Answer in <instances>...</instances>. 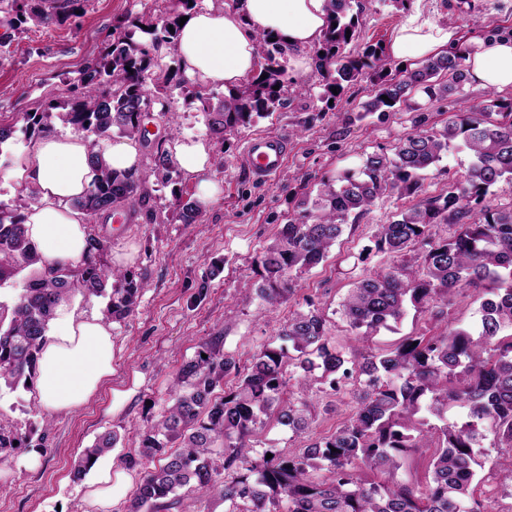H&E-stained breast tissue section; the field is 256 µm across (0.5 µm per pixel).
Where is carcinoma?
<instances>
[{"mask_svg":"<svg viewBox=\"0 0 512 512\" xmlns=\"http://www.w3.org/2000/svg\"><path fill=\"white\" fill-rule=\"evenodd\" d=\"M0 1L11 15V32L3 34L1 48L22 25L62 24L82 2ZM328 5L331 26L313 49L325 100L341 101L344 85L364 78L368 69L373 77L371 97L363 104L368 113L393 112L414 90L433 104L466 82V46L406 69L398 79L390 76L381 45L348 50L361 29L359 14L348 13V0H328ZM177 19L121 32L106 53L79 71L78 95L57 118L97 139L134 138L142 131L143 112L155 103L169 123H176L177 113L164 100L173 85L182 90L185 105L200 104L210 133L223 142L227 133L283 105L288 49L270 41L272 34L257 36V73L213 107L202 85L158 62L159 46L176 40ZM138 32L146 38H135ZM51 117L49 111L36 112L28 121L42 135L52 132ZM452 143L471 156L466 173L446 195L422 197L426 171ZM152 162L169 183L174 164L168 153L156 152ZM503 181L512 184V102L490 97L440 130H416L391 153L367 154L358 172L321 182L255 260L256 294L270 308L293 293V274L328 256L350 219L386 194L414 200L396 219L377 225L374 234L376 252L399 262L365 270L341 303L354 345L345 351L330 344L324 315L315 308L298 310L280 329L290 348L262 347L238 385L218 397L215 388L239 366L224 352L222 336L209 337L179 369L167 405L139 431L138 447L125 456L130 467L163 460L144 472L128 512H168L181 505L177 491L186 486L217 492L228 506L225 512H484L471 492L479 449L489 438L495 446L512 447V207L492 204V188ZM137 200H144L138 178L103 166L74 206L93 217ZM28 207V197L20 195L12 207L0 208V286L29 271L19 300L0 303V381L10 387L35 378L50 321L71 296H106L107 318L121 321L135 310L141 292L131 273L101 263L104 244L91 232L77 264L36 270L39 257L24 224ZM175 220L200 223V206L183 204ZM438 224L453 232L435 237L432 228ZM469 287L482 289L471 326L406 336L390 348L363 352L372 336L401 320L408 307L428 312L448 293ZM291 374L299 375L305 391L317 378L329 379L336 393L352 386L355 411L328 437L286 454L274 452L269 459L256 457L253 437L266 420L273 418L294 433L309 428L314 404L285 397ZM452 406L464 414L450 422ZM116 443L117 436L107 432L84 449L72 467L73 481L83 480ZM25 444L26 436L0 427V452ZM409 448L433 449L424 491L368 478V469L397 468Z\"/></svg>","mask_w":512,"mask_h":512,"instance_id":"1","label":"carcinoma"}]
</instances>
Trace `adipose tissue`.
<instances>
[{
    "instance_id": "1",
    "label": "adipose tissue",
    "mask_w": 512,
    "mask_h": 512,
    "mask_svg": "<svg viewBox=\"0 0 512 512\" xmlns=\"http://www.w3.org/2000/svg\"><path fill=\"white\" fill-rule=\"evenodd\" d=\"M191 12L178 29L176 53L184 76L194 83L238 87L256 69L255 36L275 34L288 44L298 75L316 66L311 54L328 29L327 0H208ZM446 27L411 18L396 33L389 53L397 59L421 61L452 45ZM469 80L481 89H512V35L480 41L465 60ZM173 162L196 182L195 197L206 205L219 189L207 178L211 153L204 139L176 141ZM139 174L143 161L129 142L109 139L89 143L79 135L47 134L36 139L25 162L11 174L20 189H34L39 205L26 213V232L40 257L39 269L76 262L86 248L84 214L75 199L91 188L101 165ZM112 375V327L98 316L86 318L62 306L40 352L36 390L46 416L68 414L83 407Z\"/></svg>"
}]
</instances>
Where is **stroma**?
<instances>
[{"mask_svg": "<svg viewBox=\"0 0 512 512\" xmlns=\"http://www.w3.org/2000/svg\"><path fill=\"white\" fill-rule=\"evenodd\" d=\"M351 2L362 7L364 43L390 44L414 10L421 19L452 29L456 38L472 45L491 31L512 30V0H415L409 10L395 9L390 0ZM176 7L175 0H84L79 13L66 23L27 25L7 49L0 50V124L13 129L12 137L0 144V203H12L18 196L4 176L23 162L32 141L27 113L43 112L52 100L70 99V80L88 60L104 53L119 22L164 17ZM288 79L292 88L284 92L277 112L231 133L226 143H212L208 175L219 183L221 194L204 208L200 225L173 219L179 205L194 196L191 178L180 172L164 186L148 166L139 176L144 203L126 205L115 216L87 219L88 231L105 245L103 264L113 263L116 255L131 254L127 268L142 283V296L128 318L112 325L111 378L78 412L46 418L34 388L0 385V423L31 438L29 446L14 449L0 461V473L6 475L0 483L6 489L0 495V512H83V485L72 481L71 469L81 451L107 431L119 436L109 454L112 512H127L143 470L128 467L124 457L137 447L139 430L166 405L182 363L193 358L210 336L222 335L225 351L247 366L262 346L282 345L281 325L311 302L325 315L332 342L349 347L351 331L340 304L364 266L390 264L388 255L372 253L374 234L377 225L394 220L406 207V199L389 195L378 200L345 229L323 263L299 274L294 294L276 309H267L255 294V257L322 180L358 169L368 153L392 151L415 128L441 129L488 96L468 83L433 105L416 92L409 106L399 111L367 113L362 105L370 97L371 85L361 81L345 88L346 103L337 111L321 99L319 71L301 77L292 72ZM168 102L178 112V121L166 125L158 110H151L144 136L135 142L144 158L175 140L208 131L204 113L184 108L179 92H171ZM270 134L285 138L287 155L280 173L264 182L252 176L245 147L250 139ZM469 163L465 150L450 146L442 161L426 172L427 195L446 194ZM219 260L224 271L212 275L211 266ZM204 280L210 287L202 294L198 285ZM479 306L477 291L468 288L449 295L443 320L407 310L392 329L381 330L371 346L383 348L412 333L431 336L444 326L469 323ZM309 395L315 416L305 438L270 422L257 435L260 448L301 447L305 439L332 434L351 413L349 397L332 395L325 381L315 382ZM33 455L40 459L34 469L27 464ZM429 455L426 448L408 449L397 469L376 471L372 477L391 486L424 489ZM479 461L475 498L486 512H512V486L501 481L512 470V448L485 446Z\"/></svg>", "mask_w": 512, "mask_h": 512, "instance_id": "obj_1", "label": "stroma"}]
</instances>
